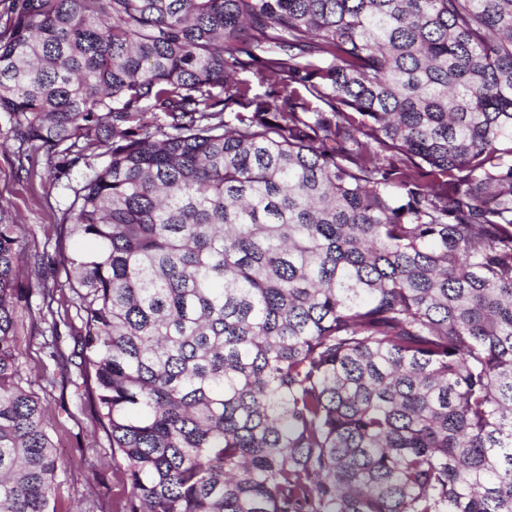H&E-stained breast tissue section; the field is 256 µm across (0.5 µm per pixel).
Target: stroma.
I'll return each mask as SVG.
<instances>
[{"label": "stroma", "instance_id": "35a3bbf8", "mask_svg": "<svg viewBox=\"0 0 512 512\" xmlns=\"http://www.w3.org/2000/svg\"><path fill=\"white\" fill-rule=\"evenodd\" d=\"M9 122L0 113V205L16 224L17 234L28 252L53 251L62 210L69 202L66 190L51 176L45 163L34 173L18 168V145L9 133ZM28 282V302L15 316L18 363L26 388L40 398L49 431L58 454L66 461L53 507L55 512H114L124 493L121 478L112 465L111 450L89 411L79 407L78 369L61 377L56 361L45 347L50 339V323L43 320L41 284L45 271L32 263L19 269ZM74 294L64 273H57L53 308L62 327L61 348L75 356L78 347L71 334L79 320L73 305Z\"/></svg>", "mask_w": 512, "mask_h": 512}]
</instances>
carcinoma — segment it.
<instances>
[{"instance_id": "cac0c4a2", "label": "carcinoma", "mask_w": 512, "mask_h": 512, "mask_svg": "<svg viewBox=\"0 0 512 512\" xmlns=\"http://www.w3.org/2000/svg\"><path fill=\"white\" fill-rule=\"evenodd\" d=\"M8 14L0 112L73 193L51 265L118 512H512V0ZM24 261L0 209V512H52Z\"/></svg>"}]
</instances>
